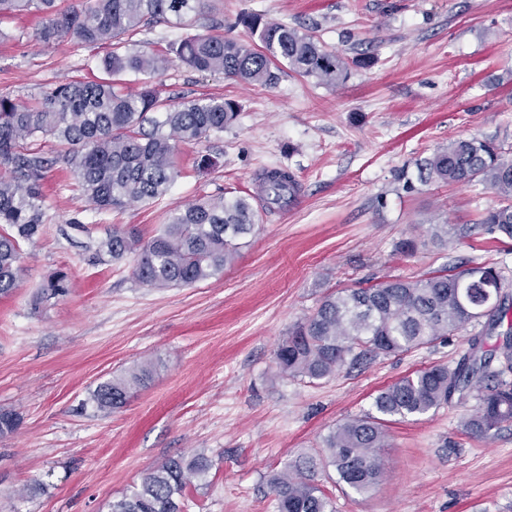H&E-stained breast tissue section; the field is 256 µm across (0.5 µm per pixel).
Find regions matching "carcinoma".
<instances>
[{
  "mask_svg": "<svg viewBox=\"0 0 512 512\" xmlns=\"http://www.w3.org/2000/svg\"><path fill=\"white\" fill-rule=\"evenodd\" d=\"M208 0H77L60 9L56 0H0V20L34 13L40 21L36 40L50 45L70 40L81 45L109 44L112 51L90 81H68L44 89L32 102L0 96V297L19 286L21 243L44 231L43 182L52 159L51 145L75 176L87 203L96 210H121L165 196L180 176L176 144L198 143L224 131L238 116V105L211 96L172 104L152 77L178 62L204 73H222L246 84L273 86L282 67L325 85L348 75L349 62L327 50L314 35L277 22L244 15L249 40L219 34H190L162 53L127 47L125 37L141 26L175 19L183 26L207 8ZM143 81L128 89L127 74ZM264 201L278 207L299 192L293 175L272 168L259 175ZM422 184L481 183L499 204L480 223L512 240V152L492 139L458 138L434 150L417 165ZM250 194L202 199L171 214L148 240L134 228L112 229L98 253L119 261L135 257L136 280L151 288L190 286L224 272L258 223ZM474 270L491 285L468 278ZM501 276L476 264L445 268L417 280H381L366 288L344 289L323 297L314 313L289 329L279 345L280 373L319 381L347 361L389 357L432 346L481 317L506 316L496 302ZM66 292V275L52 276L45 298ZM505 365L493 358L465 357L450 369L433 365L380 390L374 411L344 420L323 439L327 463L337 483L366 493L382 475V449L388 447L387 423L424 415L448 403L455 392L475 394L478 408L464 423L466 433L489 437L512 423V347H503ZM155 370L147 359L102 383L92 395L96 409L123 407L132 390ZM212 461L203 453L172 458L147 472L137 489L112 503L111 512H180L185 489L206 479ZM315 462L298 457L269 480L277 512H333L331 500L314 483Z\"/></svg>",
  "mask_w": 512,
  "mask_h": 512,
  "instance_id": "obj_1",
  "label": "carcinoma"
}]
</instances>
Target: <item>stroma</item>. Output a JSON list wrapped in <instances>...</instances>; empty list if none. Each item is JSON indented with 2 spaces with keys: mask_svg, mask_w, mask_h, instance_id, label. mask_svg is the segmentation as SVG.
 Listing matches in <instances>:
<instances>
[{
  "mask_svg": "<svg viewBox=\"0 0 512 512\" xmlns=\"http://www.w3.org/2000/svg\"><path fill=\"white\" fill-rule=\"evenodd\" d=\"M244 14L314 35L351 60L329 86L283 73L271 87L174 64L154 82L173 103L221 96L240 106L224 132L179 145L181 175L154 202L89 209L64 163L46 173V230L23 244L18 288L0 297V411L20 424L0 437V512H110L166 460L205 453L207 485H188L185 512H276L268 480L301 455L336 512H512V425L466 434L477 401L454 395L434 412L388 425L378 485L337 486L322 461L337 423L372 410L379 390L414 371L455 366L471 338L485 349L512 328V243L480 218L497 198L483 184L416 182V165L469 136L512 148V0H212L191 27L139 28L137 48L163 50L187 32L244 40ZM38 18L0 23V95L20 102L64 80L88 78L104 45L35 40ZM370 57L367 66L358 57ZM217 157L201 173L195 159ZM282 167L301 191L263 211L223 275L149 288L134 259L99 256L115 228L150 238L178 208L214 195L257 194L258 175ZM448 227V243L430 228ZM406 238L425 240L411 254ZM486 264L504 278L499 329L470 325L441 343L344 365L317 382L280 374L275 353L289 327L328 293L443 268ZM66 295L36 303L53 272ZM146 359L151 381L118 410L98 412L101 383Z\"/></svg>",
  "mask_w": 512,
  "mask_h": 512,
  "instance_id": "1",
  "label": "stroma"
}]
</instances>
